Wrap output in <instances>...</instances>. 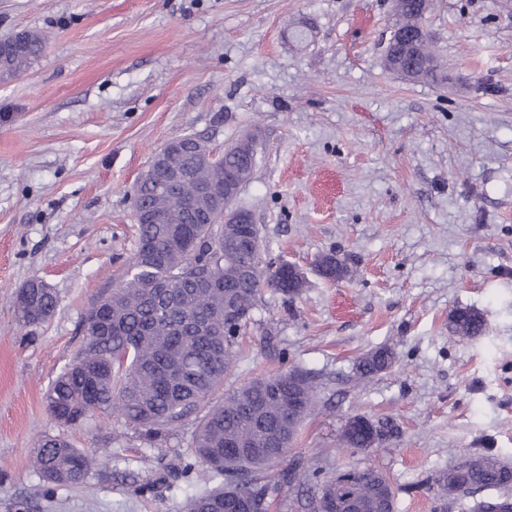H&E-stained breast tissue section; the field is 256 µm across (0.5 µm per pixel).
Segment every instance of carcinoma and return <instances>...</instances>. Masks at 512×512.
<instances>
[{
	"label": "carcinoma",
	"instance_id": "1",
	"mask_svg": "<svg viewBox=\"0 0 512 512\" xmlns=\"http://www.w3.org/2000/svg\"><path fill=\"white\" fill-rule=\"evenodd\" d=\"M394 32L422 24L420 0H395ZM46 37L25 31L18 51L0 59V80L27 70L41 56ZM416 81L432 79L436 56L418 49L404 60ZM256 159L253 144L240 141L224 150L223 162L200 168L189 155L170 158L188 171L181 190H168L144 180L136 185L137 207L152 213V224L138 225L136 249L112 291L95 301L85 315V345L80 356L53 382L46 408L60 423L75 424L86 410L121 418L141 435L154 439L187 417L198 418L193 454L183 462L180 476L201 482L184 512H239L243 503L268 512L272 488L289 489L319 466L302 458L273 470L265 444L293 438L314 406V386L298 370L260 375L224 394L211 397L224 383L237 360V337L246 325L236 319L253 310L260 292L272 288L286 297L305 282L284 285L265 258L249 249L245 224L224 223L201 184L219 191L224 181H246ZM328 279H341L348 268L333 254L317 261ZM58 306L56 293L44 282L31 283L15 300L24 327L46 323ZM451 330L474 337L484 331L482 316L468 308L456 310ZM387 348L359 358L357 375L372 377L392 367ZM39 474L52 486L84 480L89 457L69 442L46 436L33 452ZM444 495L478 488L512 485V466L491 455L477 454L467 466L454 465L440 474ZM340 497L354 499L359 512H380L382 501L394 497L379 471L355 470L351 480H324L311 498L312 512H330Z\"/></svg>",
	"mask_w": 512,
	"mask_h": 512
}]
</instances>
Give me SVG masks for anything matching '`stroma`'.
<instances>
[{
	"label": "stroma",
	"instance_id": "1",
	"mask_svg": "<svg viewBox=\"0 0 512 512\" xmlns=\"http://www.w3.org/2000/svg\"><path fill=\"white\" fill-rule=\"evenodd\" d=\"M395 20L392 0H0V38L49 37L0 82V512H180L195 492L178 474L194 419L149 441L113 417L61 425L45 396L134 253L132 199L158 150L192 134L220 151L248 132L257 163L236 204L307 283L262 290L225 388L307 372L316 405L290 456L326 477L381 471L395 512L512 497L436 484L478 452L512 465V0H432L433 81L385 68ZM331 253L342 280L314 268ZM35 278L58 306L25 328L12 299ZM459 308L483 335L450 331ZM384 347L393 366L358 379ZM357 414L390 437L346 447ZM46 435L94 458L81 484L52 490L34 470Z\"/></svg>",
	"mask_w": 512,
	"mask_h": 512
}]
</instances>
